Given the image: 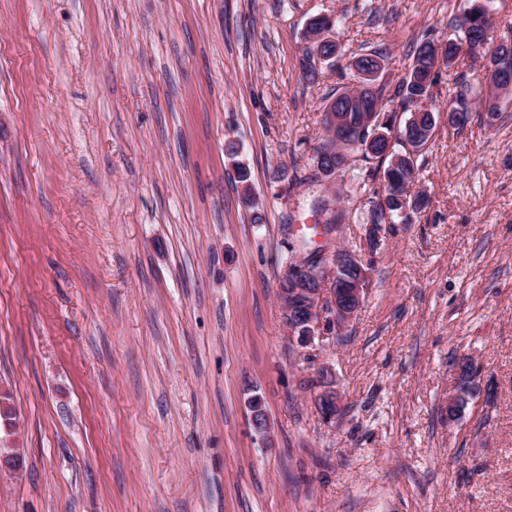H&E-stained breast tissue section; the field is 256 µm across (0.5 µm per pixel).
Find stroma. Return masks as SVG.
I'll use <instances>...</instances> for the list:
<instances>
[{
    "label": "stroma",
    "instance_id": "obj_1",
    "mask_svg": "<svg viewBox=\"0 0 512 512\" xmlns=\"http://www.w3.org/2000/svg\"><path fill=\"white\" fill-rule=\"evenodd\" d=\"M467 5L0 0V391L25 451L0 512H512V102L451 128L439 68L427 204L375 238L364 162H315L349 58L382 50L396 83ZM317 14L344 55L308 85ZM339 246L363 302L299 345L280 284ZM337 21H332L328 17L317 18L312 17L305 28L304 41L305 45L302 50L300 58V71L301 80L309 85H314L319 82L322 75L323 65L343 55L342 46L338 42H323L322 49L323 53L328 56L327 59L322 61L320 70H317L316 65L310 63L312 59V47L309 46L311 37L323 35V40H326L329 36L330 30L335 27ZM319 386L321 392L317 398L318 409L326 422H332L339 415L340 399L336 391V382L327 366H323L320 369Z\"/></svg>",
    "mask_w": 512,
    "mask_h": 512
}]
</instances>
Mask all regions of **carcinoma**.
Masks as SVG:
<instances>
[{"label": "carcinoma", "mask_w": 512, "mask_h": 512, "mask_svg": "<svg viewBox=\"0 0 512 512\" xmlns=\"http://www.w3.org/2000/svg\"><path fill=\"white\" fill-rule=\"evenodd\" d=\"M492 0H472L462 18L452 26L448 38L435 39L426 36L416 43L412 62L408 72L394 85L379 83L385 55L380 50L355 56L349 63L350 78L354 86L332 98L324 108L323 123L328 138L317 148V154L326 156V160L336 162L341 159L351 163V150L362 152L363 161L371 165L369 175L382 174V187L374 191L367 223L384 224L386 222L407 221L411 215L422 210L426 200L421 195L408 193L406 182L415 178L416 160L422 148L428 143L436 127L434 111L428 107L431 88L436 81L429 79L432 68L437 63L452 67L464 58L481 61L486 79V90L476 96L471 83L469 70L457 72L455 95L448 109V126L462 129L471 119V113L484 112L488 120L497 119L502 110L504 99H512V82L498 76V68L512 69V26H496ZM336 22L328 17H312L305 28V45L300 58L301 80L314 85L319 82L322 71L311 64V38H328ZM397 105L402 111L417 116L425 135L417 141L406 140L408 126H396L394 118L379 127V131L394 139V145L403 146V151L390 154H371L363 149L372 131L362 125L363 112L374 111L376 102ZM345 106L349 126L347 130L334 127L330 113L339 106Z\"/></svg>", "instance_id": "obj_1"}]
</instances>
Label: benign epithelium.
Instances as JSON below:
<instances>
[{
    "mask_svg": "<svg viewBox=\"0 0 512 512\" xmlns=\"http://www.w3.org/2000/svg\"><path fill=\"white\" fill-rule=\"evenodd\" d=\"M327 262L338 273L345 268L354 271L353 277L343 279L334 277L332 286L325 287V278L321 277V268L309 265L299 269L288 277V287L279 290L278 297L284 309L288 329L297 342L306 345L321 335V327L341 326L352 319L358 310L368 281V268L355 253L340 247L332 251ZM321 392L317 406L322 418L333 421L340 412V399L336 391V382L329 369L324 366L319 372ZM470 385L456 382L452 394L448 397V421H454L459 414L457 399L468 400ZM251 419L255 430L261 434L269 433V423L262 399L254 395L248 401ZM22 469V453L14 451L0 456V476H17Z\"/></svg>",
    "mask_w": 512,
    "mask_h": 512,
    "instance_id": "obj_1",
    "label": "benign epithelium"
}]
</instances>
